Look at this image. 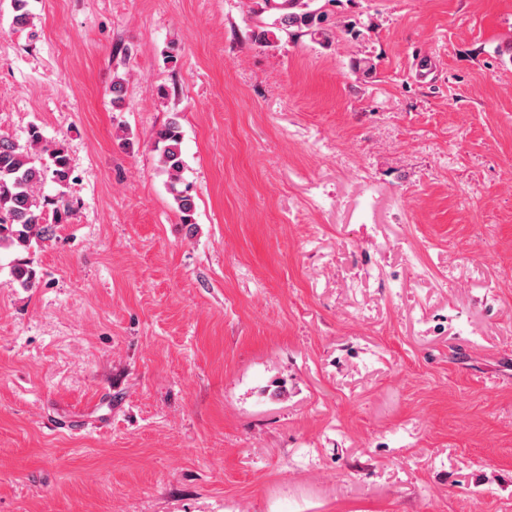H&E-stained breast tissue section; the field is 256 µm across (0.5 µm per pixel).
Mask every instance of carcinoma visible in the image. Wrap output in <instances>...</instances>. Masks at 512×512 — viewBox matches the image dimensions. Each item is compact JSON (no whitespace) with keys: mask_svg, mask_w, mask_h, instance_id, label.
<instances>
[{"mask_svg":"<svg viewBox=\"0 0 512 512\" xmlns=\"http://www.w3.org/2000/svg\"><path fill=\"white\" fill-rule=\"evenodd\" d=\"M253 0L252 16L259 23L256 38L271 46L282 37L315 38L326 34L330 13L326 5L336 0ZM273 13L272 22L264 15ZM182 130L177 119L165 122L152 135L160 169L168 176V191L182 214L185 224L192 223L195 201L188 188L182 187L181 174ZM43 135L34 126L28 145L21 146L7 135L0 134V251H17L20 256L10 266L13 281L23 288L32 287L37 280L32 249L50 238L52 225L68 222L74 203L67 194L73 181V168L64 147L57 145L49 151L44 163L37 155ZM56 187L54 195L42 193L47 182Z\"/></svg>","mask_w":512,"mask_h":512,"instance_id":"obj_1","label":"carcinoma"}]
</instances>
